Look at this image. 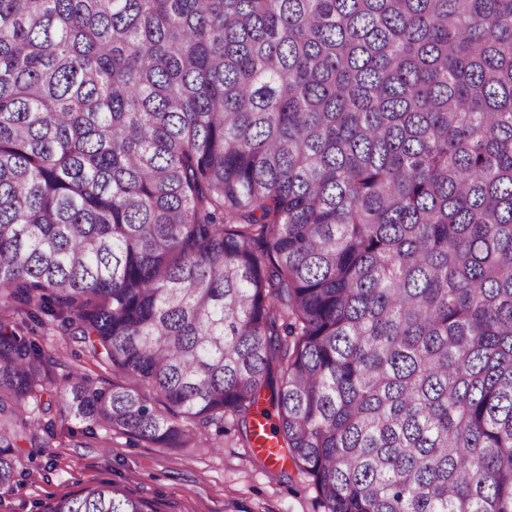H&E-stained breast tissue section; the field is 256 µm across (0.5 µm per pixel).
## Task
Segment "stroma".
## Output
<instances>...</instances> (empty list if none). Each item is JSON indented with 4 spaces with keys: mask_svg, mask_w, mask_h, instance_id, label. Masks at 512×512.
I'll use <instances>...</instances> for the list:
<instances>
[{
    "mask_svg": "<svg viewBox=\"0 0 512 512\" xmlns=\"http://www.w3.org/2000/svg\"><path fill=\"white\" fill-rule=\"evenodd\" d=\"M57 374L98 367L61 331L45 330ZM56 419L46 447L22 460L20 484L0 494V512H35L39 502L113 481L153 512H322L311 479L293 462L271 465L245 447L237 427L207 433L193 448H159L122 434L85 437Z\"/></svg>",
    "mask_w": 512,
    "mask_h": 512,
    "instance_id": "1",
    "label": "stroma"
}]
</instances>
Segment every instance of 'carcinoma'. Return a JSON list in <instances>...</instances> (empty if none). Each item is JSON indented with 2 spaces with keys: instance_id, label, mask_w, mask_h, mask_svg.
<instances>
[{
  "instance_id": "obj_1",
  "label": "carcinoma",
  "mask_w": 512,
  "mask_h": 512,
  "mask_svg": "<svg viewBox=\"0 0 512 512\" xmlns=\"http://www.w3.org/2000/svg\"><path fill=\"white\" fill-rule=\"evenodd\" d=\"M264 400L324 512H512V0H0V490ZM37 335H45V344L47 349L52 352L58 361L56 365V373L58 375L66 374L70 371H80L89 374H99L103 376L107 382L119 381L118 378L112 377V373H102L97 364L86 355L76 343H70L65 334L60 330L56 331L37 327Z\"/></svg>"
}]
</instances>
